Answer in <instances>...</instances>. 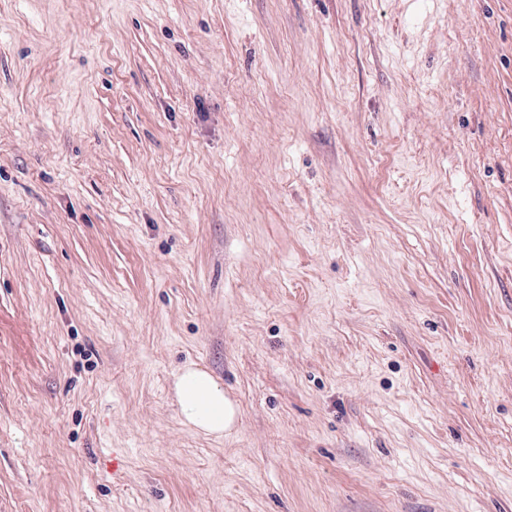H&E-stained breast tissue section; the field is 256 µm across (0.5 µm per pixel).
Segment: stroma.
Instances as JSON below:
<instances>
[{
  "label": "stroma",
  "instance_id": "obj_1",
  "mask_svg": "<svg viewBox=\"0 0 512 512\" xmlns=\"http://www.w3.org/2000/svg\"><path fill=\"white\" fill-rule=\"evenodd\" d=\"M0 512H512V0H0ZM173 391L180 418L194 431L224 436L233 428L237 407L206 370L185 367L174 377Z\"/></svg>",
  "mask_w": 512,
  "mask_h": 512
}]
</instances>
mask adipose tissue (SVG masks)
<instances>
[{"label": "adipose tissue", "mask_w": 512, "mask_h": 512, "mask_svg": "<svg viewBox=\"0 0 512 512\" xmlns=\"http://www.w3.org/2000/svg\"><path fill=\"white\" fill-rule=\"evenodd\" d=\"M173 391L184 424L206 436H221L233 428L237 407L223 385L206 370L188 366L174 378Z\"/></svg>", "instance_id": "1"}]
</instances>
